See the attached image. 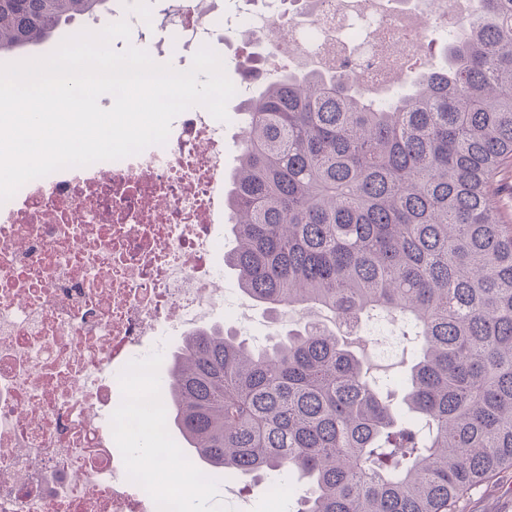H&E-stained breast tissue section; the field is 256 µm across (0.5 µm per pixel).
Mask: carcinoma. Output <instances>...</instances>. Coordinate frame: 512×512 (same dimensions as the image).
<instances>
[{
	"label": "carcinoma",
	"mask_w": 512,
	"mask_h": 512,
	"mask_svg": "<svg viewBox=\"0 0 512 512\" xmlns=\"http://www.w3.org/2000/svg\"><path fill=\"white\" fill-rule=\"evenodd\" d=\"M112 0H0V58ZM443 63L384 97L339 68L280 72L241 103L224 264L272 317L324 311L254 351L186 334L163 383L204 476L288 470L297 512H459L512 469V0H477ZM387 311L418 356L399 415L343 340Z\"/></svg>",
	"instance_id": "carcinoma-1"
}]
</instances>
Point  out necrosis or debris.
Here are the masks:
<instances>
[{
  "label": "necrosis or debris",
  "mask_w": 512,
  "mask_h": 512,
  "mask_svg": "<svg viewBox=\"0 0 512 512\" xmlns=\"http://www.w3.org/2000/svg\"><path fill=\"white\" fill-rule=\"evenodd\" d=\"M288 0H113L127 46L177 70L228 31L254 38L275 76L289 47L322 65L359 57L370 90L412 70L455 11L414 0H320L289 21ZM224 126L201 106L166 144L66 168L0 204V512H182L196 472L169 454L159 364L187 331L224 317ZM155 446L127 458L143 436Z\"/></svg>",
  "instance_id": "obj_1"
}]
</instances>
